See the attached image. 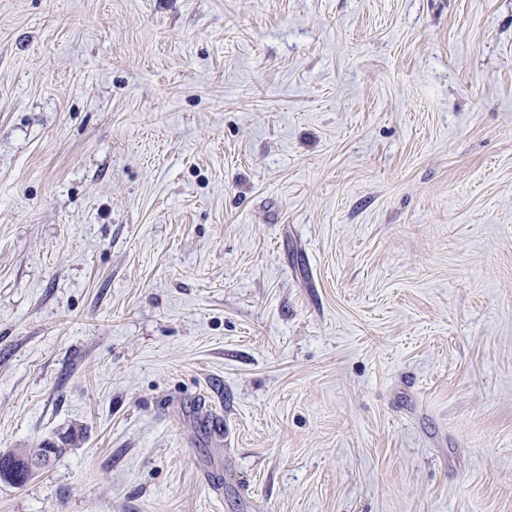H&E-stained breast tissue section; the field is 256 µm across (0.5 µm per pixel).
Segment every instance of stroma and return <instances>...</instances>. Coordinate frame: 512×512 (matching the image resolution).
I'll use <instances>...</instances> for the list:
<instances>
[{"label": "stroma", "mask_w": 512, "mask_h": 512, "mask_svg": "<svg viewBox=\"0 0 512 512\" xmlns=\"http://www.w3.org/2000/svg\"><path fill=\"white\" fill-rule=\"evenodd\" d=\"M0 512H512V0H0ZM62 446L46 443L40 446V448H17L0 453V479L16 487H22L27 480L23 478L21 481H17L16 478L18 475H16V478H12L11 473L13 469L17 468L24 460L32 458L26 461L25 468L22 472L23 476L27 478L32 477L45 467L47 462L42 458H45L47 454H50L51 457L58 456L65 449L62 448Z\"/></svg>", "instance_id": "obj_1"}]
</instances>
